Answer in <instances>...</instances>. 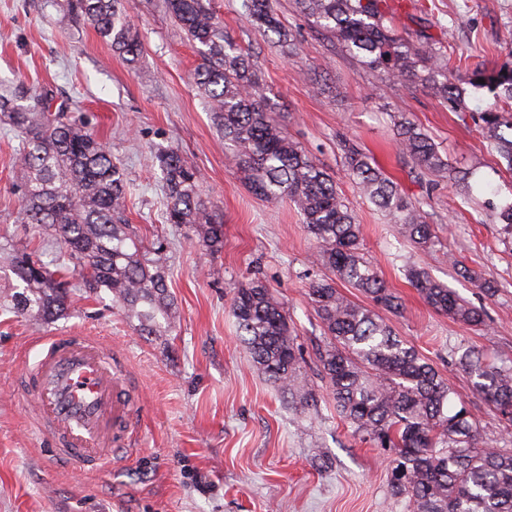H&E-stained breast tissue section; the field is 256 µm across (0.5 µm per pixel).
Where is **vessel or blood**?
Segmentation results:
<instances>
[{
    "mask_svg": "<svg viewBox=\"0 0 512 512\" xmlns=\"http://www.w3.org/2000/svg\"><path fill=\"white\" fill-rule=\"evenodd\" d=\"M37 342L42 355L27 374L34 426L80 470L109 467L141 413L125 370L111 349L80 332Z\"/></svg>",
    "mask_w": 512,
    "mask_h": 512,
    "instance_id": "b4317fda",
    "label": "vessel or blood"
}]
</instances>
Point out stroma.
I'll return each instance as SVG.
<instances>
[{"instance_id": "stroma-1", "label": "stroma", "mask_w": 512, "mask_h": 512, "mask_svg": "<svg viewBox=\"0 0 512 512\" xmlns=\"http://www.w3.org/2000/svg\"><path fill=\"white\" fill-rule=\"evenodd\" d=\"M143 48L136 62L114 54L86 22L54 0H0V93L26 101L50 90L119 161L130 186L127 215L147 249L159 250L174 297L171 327L146 336L108 294L74 296L67 315L41 324L0 307V512H411L394 498L387 450L361 442L339 416L320 372L322 325L308 298L324 276L318 250L288 202L255 196L227 161L224 133L196 85L201 58L163 0H122ZM234 40L256 57L284 131L335 178L361 226L360 248L403 309L395 334L434 365L481 421L488 444L512 450V425L473 391L457 361L466 350L512 360V229L492 222L491 197L512 196V170L489 146L473 113L486 93L467 91L449 111L426 89L388 81L331 44L278 0L281 22L301 44L288 56L248 21L242 0H213ZM393 23L409 39L443 40L464 69L512 62V0H396ZM407 116L426 129L449 165L479 187L463 199L448 178L414 180L396 139ZM372 154L420 205L436 238L414 246L347 175L337 135ZM15 130L0 124V240L32 245L23 222ZM172 146L201 174L200 194L224 226V248L195 243V229L162 219V182L148 157ZM423 267L471 305L477 330L435 312L406 271ZM260 278L283 302L315 397L299 411L252 363L229 313L233 289ZM82 330L122 355L145 407L132 454L88 474L56 458L29 425L30 399L18 387L22 364L41 352L35 337Z\"/></svg>"}]
</instances>
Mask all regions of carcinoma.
<instances>
[{
	"label": "carcinoma",
	"mask_w": 512,
	"mask_h": 512,
	"mask_svg": "<svg viewBox=\"0 0 512 512\" xmlns=\"http://www.w3.org/2000/svg\"><path fill=\"white\" fill-rule=\"evenodd\" d=\"M298 12L328 40L385 78L433 92L455 112L465 90L441 42L431 36L413 43L386 24L388 0H295ZM170 16L199 46L202 63L197 86L224 128V142L244 183L255 195L288 201L319 244L317 262L330 275L310 283L308 295L323 325L326 343L319 352L323 378L336 410L363 441L389 448L394 495L408 499L411 512H512V453L482 440L480 426L464 405L452 404L451 383L415 349L396 336L379 314L398 313L402 304L360 252V225L338 193L336 180L272 116L273 103L261 83L253 52L238 47L210 0H165ZM66 11L89 23L112 51L133 61L141 52L119 0H65ZM252 22L276 36V43L299 51L275 0H243ZM476 91L493 102L476 113L490 146L512 170V66L476 70L467 76ZM54 106L47 91L26 106L0 97V121L23 133L15 156L24 179L22 208L27 223L55 240L83 269L80 287L105 292L138 321L149 336L168 331L173 305L163 264L143 251L129 224L122 168L84 122ZM397 140L414 170L444 178L448 161L428 134L403 118ZM338 149L346 172L368 199L421 248L435 238L420 206L407 197L373 157L349 139ZM166 185L163 218L198 232L210 252L224 247V225L214 222L199 196L200 173L171 148L150 153ZM493 220L512 227V202H488ZM18 284L8 307L31 318L53 321L64 315L75 285L69 267L34 251L11 255ZM410 285L435 311L480 329L484 310L434 280L425 269L407 270ZM342 280L367 294L377 310L364 308L336 288ZM251 361L293 402L313 399L288 314L260 279L235 288L230 310ZM473 387L497 417L512 423V361L488 360L471 349L459 360Z\"/></svg>",
	"instance_id": "cac0c4a2"
}]
</instances>
